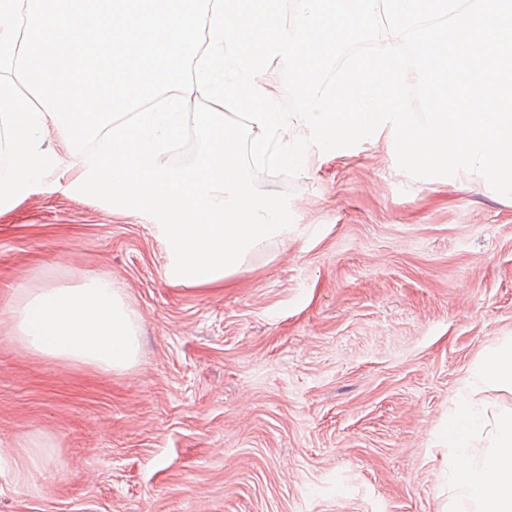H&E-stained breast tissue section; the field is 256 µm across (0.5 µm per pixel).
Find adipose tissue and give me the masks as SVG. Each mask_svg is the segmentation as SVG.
Listing matches in <instances>:
<instances>
[{"mask_svg":"<svg viewBox=\"0 0 512 512\" xmlns=\"http://www.w3.org/2000/svg\"><path fill=\"white\" fill-rule=\"evenodd\" d=\"M13 338L31 352L124 372L137 362L131 311L111 280L92 278L75 288H35L18 295L9 318ZM485 387L512 389V340L492 348L470 370ZM484 443L481 463L470 450ZM448 481L464 487L475 512H512V413L488 423L472 396L455 403L444 429Z\"/></svg>","mask_w":512,"mask_h":512,"instance_id":"obj_1","label":"adipose tissue"}]
</instances>
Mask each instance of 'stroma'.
I'll use <instances>...</instances> for the list:
<instances>
[{
	"mask_svg": "<svg viewBox=\"0 0 512 512\" xmlns=\"http://www.w3.org/2000/svg\"><path fill=\"white\" fill-rule=\"evenodd\" d=\"M45 146L57 169L0 216V512H471L438 436L512 338V197L414 177L374 135L258 175L291 194L287 239L183 286L156 220L80 193L81 154ZM92 277L133 313L134 367L11 339L21 289Z\"/></svg>",
	"mask_w": 512,
	"mask_h": 512,
	"instance_id": "stroma-1",
	"label": "stroma"
}]
</instances>
